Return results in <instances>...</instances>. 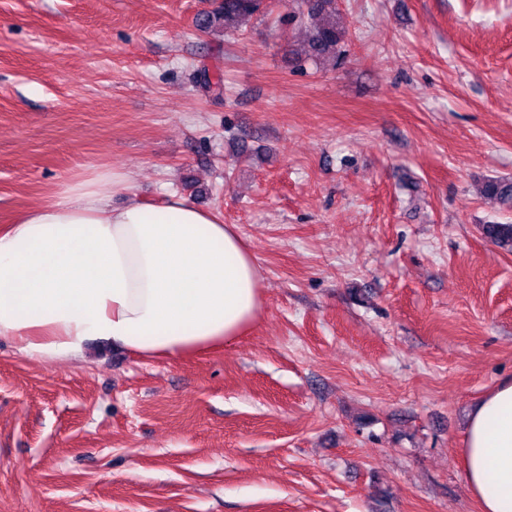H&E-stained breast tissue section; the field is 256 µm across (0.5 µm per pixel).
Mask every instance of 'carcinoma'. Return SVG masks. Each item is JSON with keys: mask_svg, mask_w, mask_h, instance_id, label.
I'll list each match as a JSON object with an SVG mask.
<instances>
[{"mask_svg": "<svg viewBox=\"0 0 512 512\" xmlns=\"http://www.w3.org/2000/svg\"><path fill=\"white\" fill-rule=\"evenodd\" d=\"M266 0H215L211 11L196 19V26L224 35L237 34L262 12ZM293 19L307 26L305 56L314 62L336 64L341 58L346 30L336 21L338 0H295ZM480 194L505 206H512V179H488ZM483 233L492 243L512 251V223L483 225Z\"/></svg>", "mask_w": 512, "mask_h": 512, "instance_id": "carcinoma-1", "label": "carcinoma"}]
</instances>
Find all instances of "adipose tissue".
<instances>
[{"label":"adipose tissue","instance_id":"obj_1","mask_svg":"<svg viewBox=\"0 0 512 512\" xmlns=\"http://www.w3.org/2000/svg\"><path fill=\"white\" fill-rule=\"evenodd\" d=\"M261 303L235 225L175 191L145 202L124 170L75 177L0 228V338L33 359L79 361L94 342L147 359L200 353L233 342ZM462 460L481 512H512V379L473 407Z\"/></svg>","mask_w":512,"mask_h":512}]
</instances>
